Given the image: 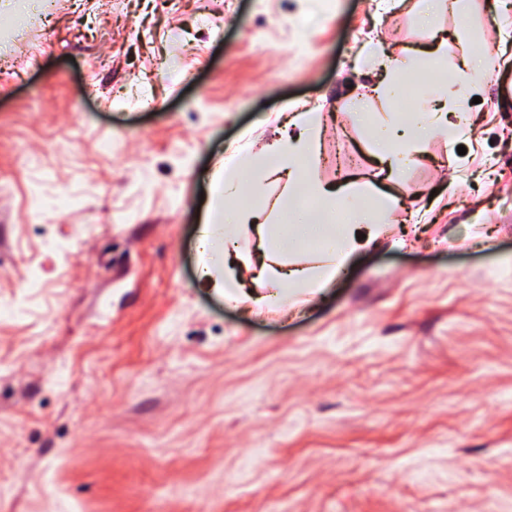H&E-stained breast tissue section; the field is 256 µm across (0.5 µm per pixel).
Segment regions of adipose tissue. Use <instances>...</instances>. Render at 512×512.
I'll return each mask as SVG.
<instances>
[{
  "label": "adipose tissue",
  "instance_id": "adipose-tissue-1",
  "mask_svg": "<svg viewBox=\"0 0 512 512\" xmlns=\"http://www.w3.org/2000/svg\"><path fill=\"white\" fill-rule=\"evenodd\" d=\"M448 127L449 134L461 130L444 112H420L413 121V131L397 139L392 125L377 126L372 134V152L387 169L413 162L424 152L427 136L437 124ZM280 139L251 155L247 164L249 182H241L233 160H225L211 180V196L200 227L197 250L202 259L203 282L225 302L248 310L277 303H287L290 295L317 294L336 273L362 248L374 243L382 233L378 224H327L323 214L348 205L353 197L352 183L336 187H306L302 165L315 158V120L310 111L288 113ZM284 183L289 200L302 192L314 196L319 212L305 213L299 224H265L256 210L240 204L243 191L258 192L266 182ZM320 234L325 248L317 264L306 265L285 260L286 252L297 247L300 235ZM253 239L255 249L243 246V239ZM249 279H242V272Z\"/></svg>",
  "mask_w": 512,
  "mask_h": 512
}]
</instances>
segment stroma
Wrapping results in <instances>:
<instances>
[{"instance_id":"1","label":"stroma","mask_w":512,"mask_h":512,"mask_svg":"<svg viewBox=\"0 0 512 512\" xmlns=\"http://www.w3.org/2000/svg\"><path fill=\"white\" fill-rule=\"evenodd\" d=\"M459 32L512 51V0H42L0 30V512H512V60L457 98ZM434 35L421 109L469 127L378 179L377 61ZM292 105L308 180L383 234L256 315L198 279L201 195Z\"/></svg>"}]
</instances>
